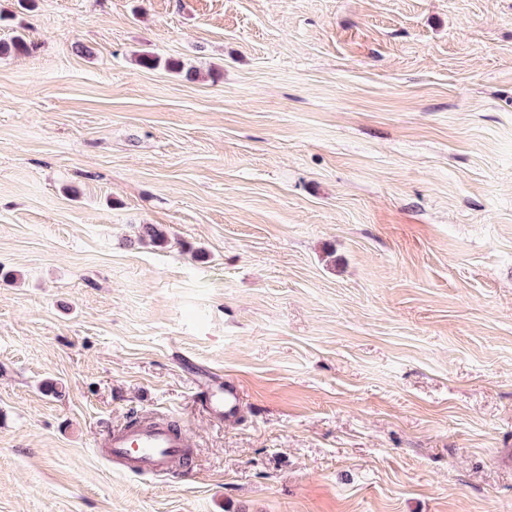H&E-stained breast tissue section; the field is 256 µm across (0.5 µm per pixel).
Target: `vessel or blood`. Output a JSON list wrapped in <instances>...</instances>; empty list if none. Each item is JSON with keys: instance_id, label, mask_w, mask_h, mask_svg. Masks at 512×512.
Returning <instances> with one entry per match:
<instances>
[{"instance_id": "b4317fda", "label": "vessel or blood", "mask_w": 512, "mask_h": 512, "mask_svg": "<svg viewBox=\"0 0 512 512\" xmlns=\"http://www.w3.org/2000/svg\"><path fill=\"white\" fill-rule=\"evenodd\" d=\"M209 408L218 416L231 420L240 412V395L234 383H224L208 393ZM188 438L184 428L162 418L134 423L108 434L104 448L112 460L131 473L164 475L171 463L187 455Z\"/></svg>"}]
</instances>
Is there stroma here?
<instances>
[{
    "label": "stroma",
    "mask_w": 512,
    "mask_h": 512,
    "mask_svg": "<svg viewBox=\"0 0 512 512\" xmlns=\"http://www.w3.org/2000/svg\"><path fill=\"white\" fill-rule=\"evenodd\" d=\"M19 29L0 512H512V0H0ZM145 416L190 475L103 458ZM207 403L209 408L224 420L235 419L240 412L238 388L233 382L223 383V387L208 393Z\"/></svg>",
    "instance_id": "stroma-1"
}]
</instances>
